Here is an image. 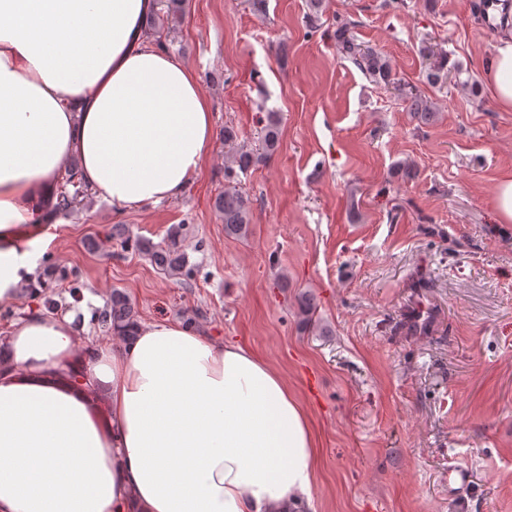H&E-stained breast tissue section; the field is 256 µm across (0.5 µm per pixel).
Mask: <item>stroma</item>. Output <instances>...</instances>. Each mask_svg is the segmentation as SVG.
Wrapping results in <instances>:
<instances>
[{
  "mask_svg": "<svg viewBox=\"0 0 512 512\" xmlns=\"http://www.w3.org/2000/svg\"><path fill=\"white\" fill-rule=\"evenodd\" d=\"M478 0H186L169 50L199 75L215 137L184 195L116 212L88 196L49 225L45 253L74 271L83 305L127 294L141 322L185 321L260 352L302 401L319 441L303 512H512V223L495 197L512 175V112L484 83L500 35ZM354 20L358 43L382 52L399 88L342 58L333 34ZM447 51L456 80L425 81L424 45ZM437 106L414 118L400 93ZM280 147L242 177L244 238L213 207L224 190V127L255 147L266 113ZM416 166L402 179L399 163ZM161 242L188 228L191 284L138 255L113 256L106 233ZM313 293L316 328L299 325ZM430 321L407 324L412 308ZM472 474L459 498L448 462ZM408 95L410 112H413L422 124L427 125L433 122L437 114L435 103L413 89L408 92Z\"/></svg>",
  "mask_w": 512,
  "mask_h": 512,
  "instance_id": "obj_1",
  "label": "stroma"
}]
</instances>
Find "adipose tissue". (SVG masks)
I'll list each match as a JSON object with an SVG mask.
<instances>
[{"mask_svg": "<svg viewBox=\"0 0 512 512\" xmlns=\"http://www.w3.org/2000/svg\"><path fill=\"white\" fill-rule=\"evenodd\" d=\"M158 0H0V304L42 265L71 158L122 212L180 198L212 147L195 71L142 22ZM512 110V30L484 73ZM36 312L0 342V512H293L317 440L257 353L176 321L78 351ZM106 397L107 418L93 401Z\"/></svg>", "mask_w": 512, "mask_h": 512, "instance_id": "obj_1", "label": "adipose tissue"}]
</instances>
